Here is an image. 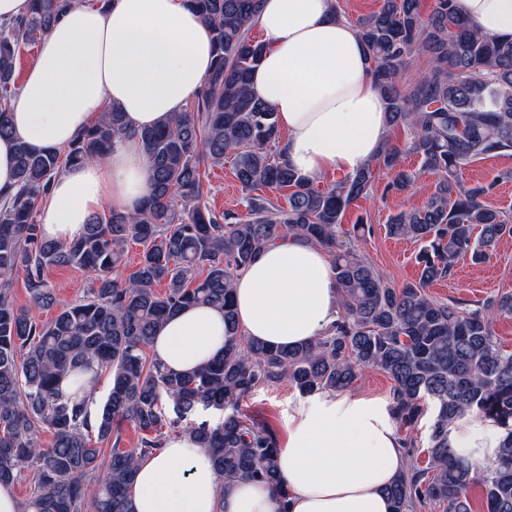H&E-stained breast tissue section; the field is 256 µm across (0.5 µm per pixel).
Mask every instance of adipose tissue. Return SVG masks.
Listing matches in <instances>:
<instances>
[{
    "label": "adipose tissue",
    "instance_id": "obj_1",
    "mask_svg": "<svg viewBox=\"0 0 512 512\" xmlns=\"http://www.w3.org/2000/svg\"><path fill=\"white\" fill-rule=\"evenodd\" d=\"M479 33L512 36V0H456ZM256 25L268 46L250 84L286 137L288 164L315 179L349 174L387 138L385 104L369 54L336 0H259ZM213 64L212 34L187 0H100L72 6L42 38L0 137V190L16 184L15 149L66 148L107 109L125 114L128 134L104 160L67 169L53 183L40 224L48 237L79 236L104 207L131 212L150 191L140 130L185 111ZM237 321L246 336L294 347L322 335L340 315V290L322 248L300 236L263 253L234 280ZM224 313L195 306L157 332L152 355L191 372L224 346ZM502 432L466 416L448 431L453 454L483 467ZM406 466L386 403L325 391L297 403L279 455L290 512H392L386 493ZM132 512H275L267 483L218 476L206 449L186 432L138 461Z\"/></svg>",
    "mask_w": 512,
    "mask_h": 512
}]
</instances>
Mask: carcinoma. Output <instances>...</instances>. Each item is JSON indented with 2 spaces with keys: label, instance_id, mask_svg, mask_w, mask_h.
Instances as JSON below:
<instances>
[{
  "label": "carcinoma",
  "instance_id": "cac0c4a2",
  "mask_svg": "<svg viewBox=\"0 0 512 512\" xmlns=\"http://www.w3.org/2000/svg\"><path fill=\"white\" fill-rule=\"evenodd\" d=\"M27 16L0 26V136L10 133L15 65L21 48L60 20L68 0H30ZM209 24L214 62L191 107L171 122L138 132L145 145L150 193L133 213L105 209L69 242L47 239L37 224L54 180L68 168L103 158L128 133L123 112L111 108L90 124L65 154L20 142L17 183L0 194V484L24 481L21 512H85L87 487L97 490L92 512H130L129 490L138 458L162 446L163 430L185 431L207 450L218 475L248 478L277 489L276 512H289L280 485L275 433L239 411L255 388L286 381L303 393L346 390L363 369L392 382L389 410L397 424L433 417L429 466L409 462L388 488L393 512H471L479 482L488 512H512V351L495 325L512 315V293L492 292L470 305L426 292L454 274L460 257L487 262L512 219L486 201L495 183L467 185L469 162L512 152V38L475 32L455 0H380L358 22L386 105L388 125L413 136L400 147L387 140L376 157L335 184L320 187L288 166L275 113L248 90L266 43L250 35L258 0H187ZM415 54L429 66L401 82ZM421 159V172L402 167L403 153ZM233 158L245 211L216 213L203 205L204 172ZM385 193L413 187L420 173L437 175L427 203L390 216L387 233L424 242L420 277L393 284L338 239L348 207L370 196L380 173ZM286 191L282 206L262 189ZM290 234L331 253L341 290L339 319L321 336L292 349L245 336L232 300L237 273ZM141 247L129 274L127 248ZM52 267L88 274L84 296L60 303L46 278ZM21 273L30 306L15 305L13 278ZM164 285L165 292L157 291ZM224 310V352L199 371L164 368L151 347L163 321L186 307ZM54 312L37 319L32 309ZM110 376L105 402L85 387ZM69 381L73 393L60 386ZM221 421L192 422L203 411ZM465 415L489 419L504 437L495 465L480 471L455 458L448 427ZM142 432L140 447L121 448L120 428ZM50 432V446L41 435ZM112 444L111 450L102 448ZM109 456H104V452Z\"/></svg>",
  "mask_w": 512,
  "mask_h": 512
}]
</instances>
